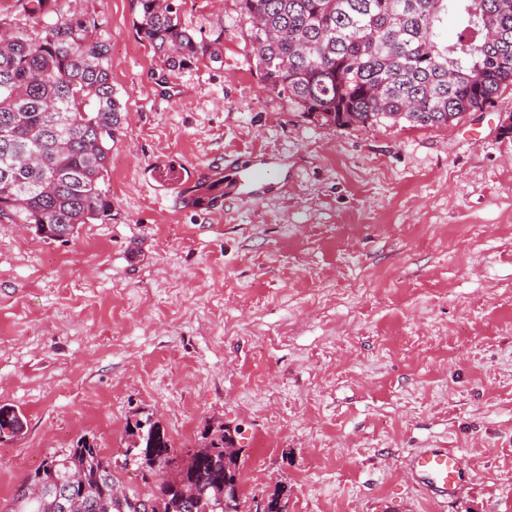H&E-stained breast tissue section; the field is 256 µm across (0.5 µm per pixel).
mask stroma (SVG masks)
<instances>
[{
    "instance_id": "obj_1",
    "label": "stroma",
    "mask_w": 512,
    "mask_h": 512,
    "mask_svg": "<svg viewBox=\"0 0 512 512\" xmlns=\"http://www.w3.org/2000/svg\"><path fill=\"white\" fill-rule=\"evenodd\" d=\"M126 107L111 220L70 241L0 224V504L54 449L95 436L127 491V424L175 449L239 429L242 491L288 512H512V86L441 128L335 127L267 92L238 0H184L223 60L176 74L138 0H82ZM256 154L288 186L240 198ZM174 167L175 182L160 171ZM224 179V205L182 190ZM452 448L468 488L439 506L409 452ZM26 420L11 405H0V441L14 439L24 433Z\"/></svg>"
}]
</instances>
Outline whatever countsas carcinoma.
I'll return each mask as SVG.
<instances>
[{"label":"carcinoma","mask_w":512,"mask_h":512,"mask_svg":"<svg viewBox=\"0 0 512 512\" xmlns=\"http://www.w3.org/2000/svg\"><path fill=\"white\" fill-rule=\"evenodd\" d=\"M265 88L308 118L336 127L402 122L442 127L493 103L512 85V0H238ZM35 30L0 14V224H24L67 242L83 224L112 219L106 188L125 105L112 85L109 43L96 18L58 0H18ZM136 29L168 71L221 60L220 39L197 40L177 0H139ZM464 22L452 45L438 41L448 12ZM192 207L224 199V178L183 192ZM26 420L0 405V441ZM126 456L153 481L150 493L112 495L111 459L82 435L49 453L0 512H72L54 489L77 473L91 512H241V457L224 455L234 435L203 434L207 452L176 455L147 417L128 426ZM44 493L27 497L28 486ZM287 512V487L267 494Z\"/></svg>","instance_id":"1"}]
</instances>
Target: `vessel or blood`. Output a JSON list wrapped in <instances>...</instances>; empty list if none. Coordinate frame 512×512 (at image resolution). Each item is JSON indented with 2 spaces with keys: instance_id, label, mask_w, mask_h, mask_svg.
Here are the masks:
<instances>
[{
  "instance_id": "vessel-or-blood-1",
  "label": "vessel or blood",
  "mask_w": 512,
  "mask_h": 512,
  "mask_svg": "<svg viewBox=\"0 0 512 512\" xmlns=\"http://www.w3.org/2000/svg\"><path fill=\"white\" fill-rule=\"evenodd\" d=\"M238 184L243 195L256 196L265 189L271 173L256 162L239 167ZM409 470L431 497L448 500L456 497L466 484L463 458L451 448H427L411 454Z\"/></svg>"
}]
</instances>
